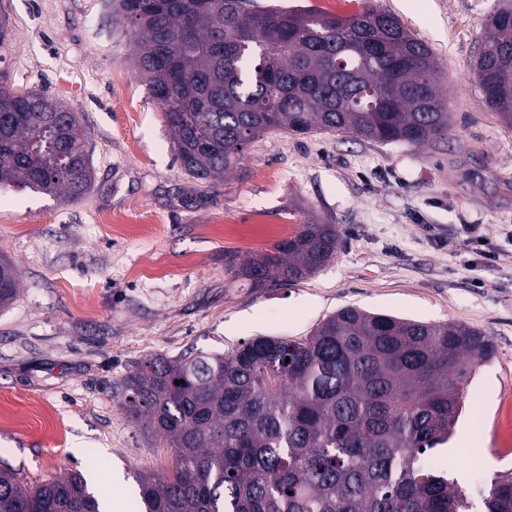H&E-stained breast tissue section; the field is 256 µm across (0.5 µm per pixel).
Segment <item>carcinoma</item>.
Wrapping results in <instances>:
<instances>
[{
	"mask_svg": "<svg viewBox=\"0 0 512 512\" xmlns=\"http://www.w3.org/2000/svg\"><path fill=\"white\" fill-rule=\"evenodd\" d=\"M250 0H117L136 66L159 102L175 160L224 179L269 131L350 133L422 144L448 132L431 49L368 5L351 18L250 10ZM202 18L185 29V12ZM512 6L496 11L475 66L487 105L512 125ZM94 171L77 115L0 85V185L77 200ZM310 218L237 273L253 288L318 272L340 245ZM19 271L0 257V309ZM494 356L480 331L345 307L304 338L258 336L228 352L137 362L121 406L173 448L172 472L143 477L144 512H472L429 453L450 439L470 375ZM512 512V477L480 492ZM0 512H100L82 475L31 481L0 467Z\"/></svg>",
	"mask_w": 512,
	"mask_h": 512,
	"instance_id": "1",
	"label": "carcinoma"
}]
</instances>
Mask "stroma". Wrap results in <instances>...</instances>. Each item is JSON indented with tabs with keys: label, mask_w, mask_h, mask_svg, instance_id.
<instances>
[{
	"label": "stroma",
	"mask_w": 512,
	"mask_h": 512,
	"mask_svg": "<svg viewBox=\"0 0 512 512\" xmlns=\"http://www.w3.org/2000/svg\"><path fill=\"white\" fill-rule=\"evenodd\" d=\"M496 2L372 0L433 50L451 114L442 138L271 132L203 184L174 158L113 0H0V74L77 112L95 170L75 201L0 188V256L20 270L0 311V464L31 480L81 471L99 500L139 512L138 476L170 472L173 450L120 405L135 362L304 337L354 306L491 340L452 435L459 454L435 460L472 496L512 476V126L474 75ZM311 216L342 231L318 273L252 288L229 271L227 255L273 248Z\"/></svg>",
	"instance_id": "obj_1"
}]
</instances>
